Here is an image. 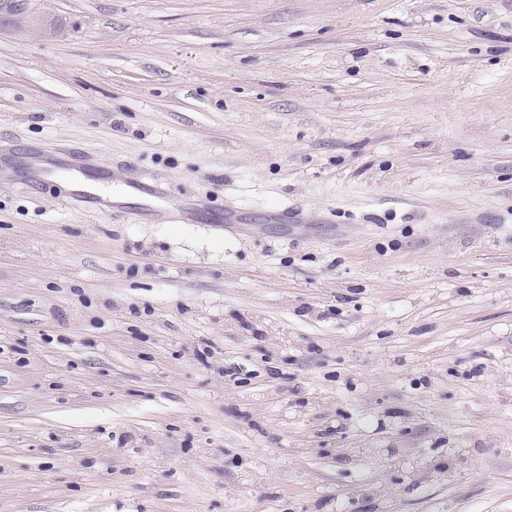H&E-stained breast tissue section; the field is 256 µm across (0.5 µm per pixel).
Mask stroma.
<instances>
[{
    "mask_svg": "<svg viewBox=\"0 0 512 512\" xmlns=\"http://www.w3.org/2000/svg\"><path fill=\"white\" fill-rule=\"evenodd\" d=\"M0 165V512H512V0H0Z\"/></svg>",
    "mask_w": 512,
    "mask_h": 512,
    "instance_id": "35a3bbf8",
    "label": "stroma"
}]
</instances>
